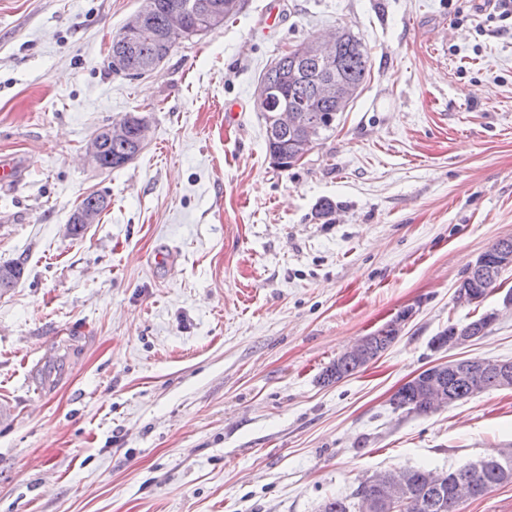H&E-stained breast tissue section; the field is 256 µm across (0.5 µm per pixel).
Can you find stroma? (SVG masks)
I'll return each mask as SVG.
<instances>
[{"label": "stroma", "mask_w": 512, "mask_h": 512, "mask_svg": "<svg viewBox=\"0 0 512 512\" xmlns=\"http://www.w3.org/2000/svg\"><path fill=\"white\" fill-rule=\"evenodd\" d=\"M142 0H0V512H319L376 473L512 450V389L428 415L391 405L451 358L512 359V17L488 0H242L140 78L111 42ZM275 23H268V16ZM351 29L370 74L336 129L273 166L253 93L285 50ZM238 112H231V105ZM128 115L149 136L102 169ZM91 192L109 207L76 238ZM332 213H323V201ZM356 374L322 373L404 312ZM127 120V130L124 125H110L106 128V136L109 138L103 139L100 144L101 151L99 152V141L96 138H92L85 148V155L89 158L98 157L100 153V159L102 161H108L110 157V162L112 164V168L106 169H114L121 167V162L128 157L135 156L139 154L145 145V139L148 138V130L143 128V124H147L146 120L137 116H126L121 120ZM145 138L143 139L141 136ZM126 131V133H125ZM125 133V135H124ZM113 135H124L123 137H112ZM489 248L486 255L491 256L494 253L500 251V250H510L512 251V238L510 239H501L497 241L492 249ZM485 251V252H486ZM485 252H483L479 256V261L476 266L473 267L474 270L482 269L483 267L486 268L483 271L485 272L488 268L491 273H495L500 277L503 271L511 269L512 268V252H501L495 255L493 260L488 263L487 257H485ZM470 272L467 273V275L464 278V282L462 286L464 288H460L461 282L456 287L455 291V299L460 302H466V300L469 299L470 292L467 290V288H475L473 289L474 299L476 302H473L472 300H468V304L477 303L480 302L489 292L497 288V282L498 277L496 275H492L490 273H486L483 275H480L478 277H474L473 279H470ZM489 317H490L489 314L480 316L479 318L470 321L468 324H466V327H464L460 330V331L466 332V333L470 332L471 336H463V334H462V336H459L460 331L457 328H455V330H454V336H448V330L454 328L453 325L448 326V329H445L444 331H442L439 334V336H435V338L433 340V342L435 343V341L439 340V338L441 336H448V342H446L444 344H439L438 342H436V344L434 345L435 348L437 350H442V349H446L448 347V350H449V349L460 348V347H463V346L471 343L477 336L479 337V336L484 335L485 330L487 329V327L489 325Z\"/></svg>", "instance_id": "obj_1"}]
</instances>
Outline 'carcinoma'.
<instances>
[{"mask_svg":"<svg viewBox=\"0 0 512 512\" xmlns=\"http://www.w3.org/2000/svg\"><path fill=\"white\" fill-rule=\"evenodd\" d=\"M187 0H153V6L146 13L142 33L117 52V44H112V54H120L124 69L132 77L149 72L160 60V53L168 52V47L159 46L158 37L169 28L173 14L186 11ZM212 8L205 30L211 31L234 17L240 10L236 0H207ZM340 41L333 61L332 76L338 85L359 93L370 72L369 56L361 42L351 30L342 29ZM319 76L315 62L294 60L284 55L271 65L262 75L261 81L274 82L279 86L280 107L296 111L297 123L287 129L266 134V144L272 163L281 169L295 164L297 153L305 149L303 135L311 118H316L314 139L333 129L336 113L343 110L342 97L334 95L318 99L314 95V80ZM127 130L124 136L110 140L103 138L100 144V159L112 160V167L118 168L121 162L141 152L145 139L141 129L146 120L137 116H127ZM23 276L19 264L0 265V291L13 287ZM498 277L490 273L475 278L465 276L463 287L474 289V299L481 301L489 292L497 288ZM365 363L349 361L345 356L336 358L326 368L323 379L327 382L339 381L355 374ZM480 382L484 390L496 388L490 371L475 373L461 371L452 386L453 402L466 400L474 393V383ZM391 404L397 409H405L416 414H428L430 409L419 400L416 390L402 386L392 397ZM512 482V451L490 458L468 462V468L448 471L437 469H409L401 473L384 472L361 481L348 497H331L324 501L320 512H363V502L368 496L388 484L399 486L403 503L402 512H458L460 501L479 498L491 489Z\"/></svg>","mask_w":512,"mask_h":512,"instance_id":"obj_1","label":"carcinoma"}]
</instances>
